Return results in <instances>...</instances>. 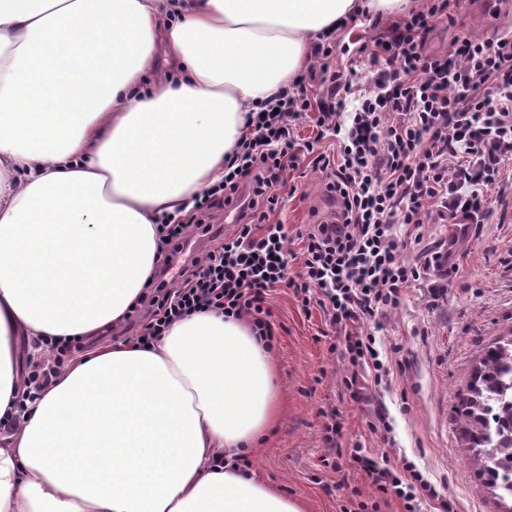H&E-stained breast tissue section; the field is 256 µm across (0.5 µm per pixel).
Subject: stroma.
<instances>
[{"instance_id":"35a3bbf8","label":"stroma","mask_w":512,"mask_h":512,"mask_svg":"<svg viewBox=\"0 0 512 512\" xmlns=\"http://www.w3.org/2000/svg\"><path fill=\"white\" fill-rule=\"evenodd\" d=\"M453 20L439 25L430 50L445 51L461 32L484 34L512 24V0H454ZM393 16H359L355 27L337 32L333 66L342 68L344 47L388 31ZM273 221L288 232L331 221L322 176L312 169L291 172ZM485 224L458 227L426 224L419 249L448 250L447 265L428 270L404 292L400 306L373 332L382 357L394 367L390 385L363 381L358 398L344 385L348 368L337 329L326 326L319 308L303 310L292 289L273 295L280 413L268 440L246 453L245 471L303 501L306 512H404L400 500L373 487L355 461L357 452L388 456L391 465L411 461L435 490L422 512H505L507 505L482 482L479 466L459 448L457 394L482 350L512 334V184L488 197ZM335 412V447H327L325 415ZM393 424L396 446L386 449L370 425L378 414Z\"/></svg>"}]
</instances>
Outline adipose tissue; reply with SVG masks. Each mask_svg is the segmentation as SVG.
Returning a JSON list of instances; mask_svg holds the SVG:
<instances>
[{
  "instance_id": "ef3b65f1",
  "label": "adipose tissue",
  "mask_w": 512,
  "mask_h": 512,
  "mask_svg": "<svg viewBox=\"0 0 512 512\" xmlns=\"http://www.w3.org/2000/svg\"><path fill=\"white\" fill-rule=\"evenodd\" d=\"M405 4L0 0V512H305L233 463L278 412L248 321L197 313L148 347H91L22 414L16 340L36 358L121 327L159 219L223 180L255 105L343 22Z\"/></svg>"
}]
</instances>
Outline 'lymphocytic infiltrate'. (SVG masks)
<instances>
[{
	"label": "lymphocytic infiltrate",
	"mask_w": 512,
	"mask_h": 512,
	"mask_svg": "<svg viewBox=\"0 0 512 512\" xmlns=\"http://www.w3.org/2000/svg\"><path fill=\"white\" fill-rule=\"evenodd\" d=\"M450 0H425L356 53L367 84L355 69H333L336 39L313 48L318 67L289 89L259 104L251 130L224 159V178L192 210L164 216L158 253L170 266L190 234L211 235L204 255L184 263L175 286L148 291V315L138 340L148 345L176 320L215 312L246 319L265 348H273L268 304L279 288H293L303 309L318 307L339 328L350 370L346 386L372 374L390 381L375 337L365 329L397 308L406 287L428 268L445 263L441 252L423 263L404 260L418 244L423 224H481L488 191L506 177L512 160V31L473 38L457 36L447 51H430L428 36L448 21ZM313 118L318 134L300 143L295 129ZM322 174L336 204L327 224H307L295 234L271 222L278 189L302 163ZM234 208L238 221L213 232L216 211ZM300 249L291 252L290 240ZM296 278H288L290 259ZM377 489L418 512L431 486L409 461L401 467L361 457Z\"/></svg>",
	"instance_id": "f902f5d3"
}]
</instances>
